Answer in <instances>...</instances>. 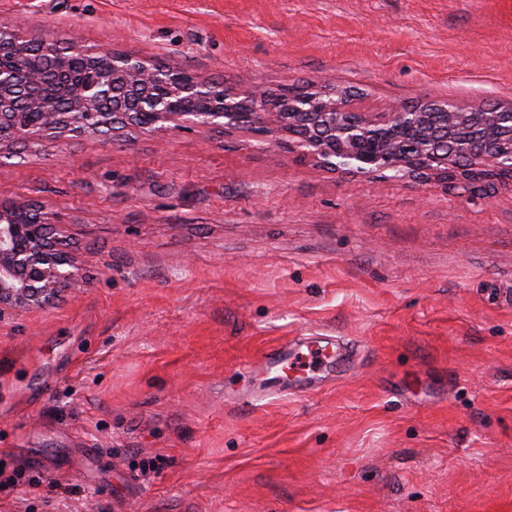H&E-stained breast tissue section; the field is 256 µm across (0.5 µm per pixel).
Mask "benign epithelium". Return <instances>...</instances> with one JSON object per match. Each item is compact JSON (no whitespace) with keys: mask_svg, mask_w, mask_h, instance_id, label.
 <instances>
[{"mask_svg":"<svg viewBox=\"0 0 512 512\" xmlns=\"http://www.w3.org/2000/svg\"><path fill=\"white\" fill-rule=\"evenodd\" d=\"M0 151L21 141L93 133L116 138L128 127L174 131L249 130L275 138L302 159L341 175L377 180L443 181L461 198L512 189V108L389 104L362 112L352 91L309 83L300 91L257 87L240 93L164 63H148L74 41L59 50L0 27ZM79 56L100 73L69 76ZM45 205H0V314L44 309L74 279V259L53 233Z\"/></svg>","mask_w":512,"mask_h":512,"instance_id":"obj_1","label":"benign epithelium"}]
</instances>
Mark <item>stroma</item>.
I'll use <instances>...</instances> for the list:
<instances>
[{
    "mask_svg": "<svg viewBox=\"0 0 512 512\" xmlns=\"http://www.w3.org/2000/svg\"><path fill=\"white\" fill-rule=\"evenodd\" d=\"M1 26L366 112L512 107V0H0ZM21 198L77 276L0 317V512H512V190L155 129L13 145ZM314 336L350 362L265 393L262 352Z\"/></svg>",
    "mask_w": 512,
    "mask_h": 512,
    "instance_id": "1",
    "label": "stroma"
}]
</instances>
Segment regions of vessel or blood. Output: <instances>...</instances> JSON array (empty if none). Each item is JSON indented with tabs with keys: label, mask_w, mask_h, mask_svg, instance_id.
I'll return each mask as SVG.
<instances>
[{
	"label": "vessel or blood",
	"mask_w": 512,
	"mask_h": 512,
	"mask_svg": "<svg viewBox=\"0 0 512 512\" xmlns=\"http://www.w3.org/2000/svg\"><path fill=\"white\" fill-rule=\"evenodd\" d=\"M346 357L347 350L341 345L285 341L269 348L261 360L266 369L277 372L280 391L306 393L314 390L324 373L344 364Z\"/></svg>",
	"instance_id": "obj_1"
}]
</instances>
